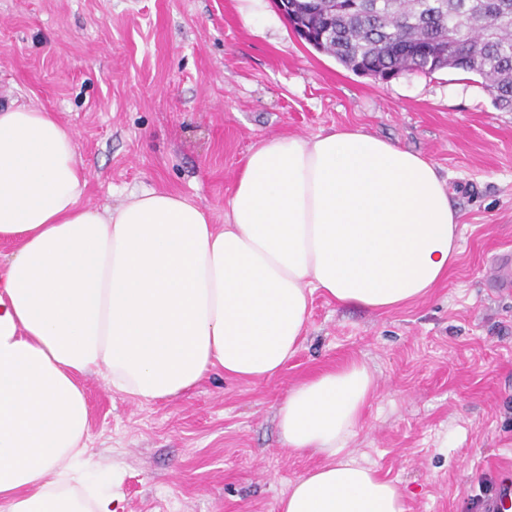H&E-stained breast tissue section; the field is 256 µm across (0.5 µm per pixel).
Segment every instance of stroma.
I'll list each match as a JSON object with an SVG mask.
<instances>
[{"mask_svg": "<svg viewBox=\"0 0 512 512\" xmlns=\"http://www.w3.org/2000/svg\"><path fill=\"white\" fill-rule=\"evenodd\" d=\"M242 0H0V108L27 104L72 131L83 205L167 190L224 221L249 149L357 126L421 153L462 215L447 280L395 312L314 294L307 335L280 374L211 373L138 403L103 376L81 384L93 462L124 470L125 512H277L319 465L289 452L276 409L307 376L358 361L376 378L351 449L405 488L408 512H487L512 476V291L490 286L512 251V112L479 77L353 73L302 41L273 0L245 25Z\"/></svg>", "mask_w": 512, "mask_h": 512, "instance_id": "1", "label": "stroma"}]
</instances>
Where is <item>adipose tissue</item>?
I'll use <instances>...</instances> for the list:
<instances>
[{
	"instance_id": "ef3b65f1",
	"label": "adipose tissue",
	"mask_w": 512,
	"mask_h": 512,
	"mask_svg": "<svg viewBox=\"0 0 512 512\" xmlns=\"http://www.w3.org/2000/svg\"><path fill=\"white\" fill-rule=\"evenodd\" d=\"M86 171L53 113L0 109V512H123L122 468L88 454L80 383L149 403L208 372L273 377L301 349L313 294L392 312L442 284L461 213L422 154L339 127L253 146L224 224L149 190L84 206ZM358 362L317 372L277 407L288 450L323 457L278 512H407L351 445L375 398Z\"/></svg>"
}]
</instances>
